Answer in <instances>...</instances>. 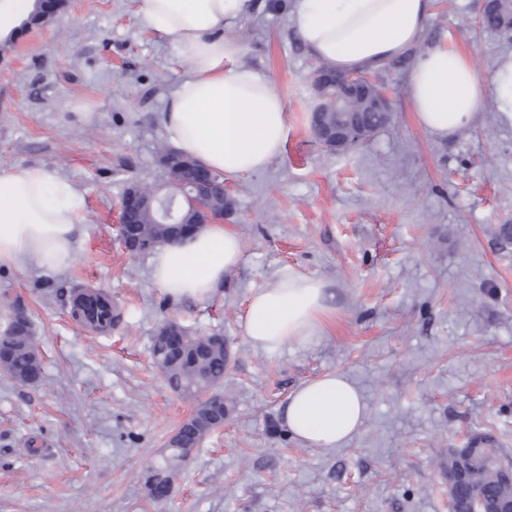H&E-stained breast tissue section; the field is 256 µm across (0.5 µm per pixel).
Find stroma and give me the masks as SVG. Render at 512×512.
I'll use <instances>...</instances> for the list:
<instances>
[{
  "label": "stroma",
  "instance_id": "stroma-1",
  "mask_svg": "<svg viewBox=\"0 0 512 512\" xmlns=\"http://www.w3.org/2000/svg\"><path fill=\"white\" fill-rule=\"evenodd\" d=\"M294 0H265L227 29L284 97L290 134L258 173L226 178L241 265L204 301H167L149 254L113 242L123 189L158 183L160 114L190 72L147 27L140 0H70L33 33L0 38V169L42 167L86 201L84 242L65 268L0 266V326L20 310L42 347L38 383L0 374V512H448L449 449L476 433L512 458V124L493 95L440 140L416 122L412 58L370 72L392 115L370 141L332 155L306 122L318 65L290 21ZM481 0H433L423 45L448 43L483 71L512 36L477 24ZM289 268L325 282L322 335L276 351L243 333L246 299ZM109 293L122 322L99 336L70 298ZM219 333L230 353L218 432L183 465L164 500L148 466L190 416L151 356L163 320ZM361 391V432L310 448L280 420L289 394L328 372Z\"/></svg>",
  "mask_w": 512,
  "mask_h": 512
}]
</instances>
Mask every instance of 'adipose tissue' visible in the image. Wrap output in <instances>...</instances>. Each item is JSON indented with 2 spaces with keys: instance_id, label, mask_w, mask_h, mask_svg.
Instances as JSON below:
<instances>
[{
  "instance_id": "obj_1",
  "label": "adipose tissue",
  "mask_w": 512,
  "mask_h": 512,
  "mask_svg": "<svg viewBox=\"0 0 512 512\" xmlns=\"http://www.w3.org/2000/svg\"><path fill=\"white\" fill-rule=\"evenodd\" d=\"M256 7L255 0H141L143 22L170 38L191 66L160 114L170 145L211 171L241 177L260 172L285 149L288 112L268 75L244 60L239 42L221 37ZM432 0H296L292 25L309 54L343 72H370L407 54L410 106L419 126L445 138L467 126L486 94L512 121V55L481 73L468 56L437 44L421 48ZM84 199L44 168L0 169V265L37 258L48 271L72 261ZM243 260L239 237L210 224L150 257L153 283L170 300H205ZM324 282L282 273L253 292L244 334L257 349L308 344L330 315ZM366 402L344 373H326L288 398L285 425L313 448H333L359 433Z\"/></svg>"
}]
</instances>
